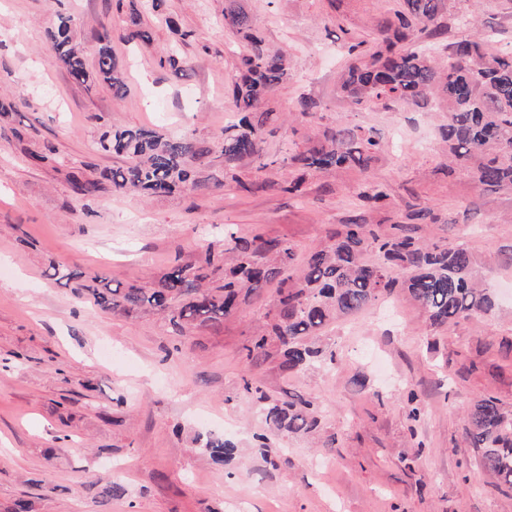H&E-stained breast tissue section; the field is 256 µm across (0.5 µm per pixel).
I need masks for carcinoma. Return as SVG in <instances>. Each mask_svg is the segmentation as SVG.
I'll return each instance as SVG.
<instances>
[{"label":"carcinoma","mask_w":512,"mask_h":512,"mask_svg":"<svg viewBox=\"0 0 512 512\" xmlns=\"http://www.w3.org/2000/svg\"><path fill=\"white\" fill-rule=\"evenodd\" d=\"M226 2L224 24L248 46L232 86L241 117L210 143L192 134L146 127L103 132L98 150L126 160L125 166L105 174L113 191L163 197L202 187L220 189L223 181L210 173L217 164L224 165L226 173L246 164L259 169L275 164L262 153L265 136L275 132L266 105L269 93L288 79V58L254 35L253 22L237 0ZM446 14L448 0H402L372 46L359 53L354 46L349 49L340 90L355 106L390 101L444 107L448 124L441 126V138L451 162L471 167L474 181L488 190L512 188V50L487 52L485 36L463 38L444 48L428 42ZM127 28L132 38L151 45L140 13L129 15ZM75 29L72 15H57L49 33L56 64L89 91L106 84L113 96H124L127 84L112 54L111 32L105 27L99 32L97 56L90 66ZM381 149L379 138L358 127L326 128L317 145L285 158L297 177L284 190L297 193L307 176L336 168L365 171ZM395 228V234L381 237L357 216L332 244L313 251L289 281L280 279L293 259L288 241L235 232L208 243L204 255L176 266L150 288L113 286L103 274L71 271L66 277L82 281L80 290L100 309L125 316L155 311L167 317L180 336L219 323L278 279L272 317L244 347L245 356L254 366L264 362L275 340L283 349V364L297 371L322 361L321 351L307 344L309 337L341 316L371 307L397 287L409 293L437 328L493 310V295L475 283L466 245H426L411 225ZM242 381L245 390L255 393L256 410L269 426L294 434L318 427L311 401L297 395L271 399L251 378ZM466 434L472 447L482 449L483 469L512 491V414L497 398L484 396L471 409ZM196 442L216 463H224L235 450V444L220 435H199Z\"/></svg>","instance_id":"obj_1"}]
</instances>
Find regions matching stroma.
<instances>
[{"label": "stroma", "instance_id": "stroma-1", "mask_svg": "<svg viewBox=\"0 0 512 512\" xmlns=\"http://www.w3.org/2000/svg\"><path fill=\"white\" fill-rule=\"evenodd\" d=\"M399 4L240 0L290 66L270 97L279 129L265 150H303L342 122L382 140L367 170L308 176L294 195L279 189L291 167L247 165L224 175L219 192L146 198L113 192L102 174L124 160L97 141L131 126L210 141L233 120L229 86L245 46L221 23L224 0H161L143 16L149 50L126 27L142 0H0V97L16 103L0 120V512L19 502L27 512H512V491H501L465 434L483 396L512 411L511 299L437 329L395 289L312 339L335 352V365L297 372L275 350L258 367L244 357L272 291L180 337L155 313L102 311L62 278L80 269L147 285L228 225L287 240L299 267L353 216L388 234L428 208L417 237L467 241L483 287H511L512 190H480L468 168H449L438 136L446 113L357 107L338 89L349 46L372 45ZM60 13L75 16L87 62L100 27L111 30L124 97L84 90L53 62L48 32ZM472 15L495 32L489 52L512 48V0H449L436 41L470 35L461 20ZM174 45L186 60L178 73L157 58ZM304 98L313 113H300ZM80 181L98 188L80 194ZM370 185L388 194L380 206L360 197ZM246 374L272 398H311L319 433L268 432L269 450L254 447L266 430ZM200 433L232 439V458L214 463L193 443ZM325 434L335 447H322ZM113 482L124 497H107Z\"/></svg>", "mask_w": 512, "mask_h": 512}]
</instances>
